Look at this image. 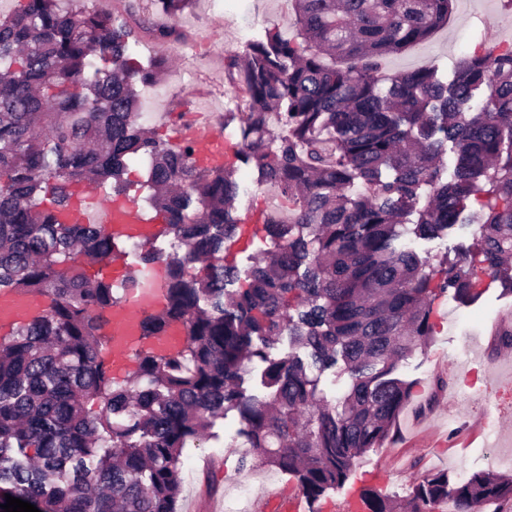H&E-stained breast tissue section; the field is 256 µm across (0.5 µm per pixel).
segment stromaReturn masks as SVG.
Returning a JSON list of instances; mask_svg holds the SVG:
<instances>
[{
    "label": "stroma",
    "instance_id": "1",
    "mask_svg": "<svg viewBox=\"0 0 512 512\" xmlns=\"http://www.w3.org/2000/svg\"><path fill=\"white\" fill-rule=\"evenodd\" d=\"M137 15L157 26H173L181 40L162 43L139 31L131 57L147 63L163 57L169 64L160 81L139 89L141 109H152L148 132L175 145L179 117L187 107L214 112L232 135V162L241 192L237 216L262 209L261 186L252 164L240 154L244 97L226 77L232 58L263 39L268 28L295 35L292 0H192L171 15L157 0H138ZM512 46V0H454L448 24L424 43L386 57L381 75L422 67L452 77L459 61L491 46ZM482 294L473 304L442 295L433 302L429 343L400 363L398 374L411 385V397L398 415L392 437L383 448L366 453L354 468L347 487L327 492L313 503L312 512H327L348 487H372L389 495L407 496L424 475L444 470L453 482L476 472L512 474V458L489 459L493 438L512 441V346L500 343L498 331L512 327V294L481 277ZM472 335L474 345L461 355V338ZM496 394V408L482 417L483 402L472 386ZM236 412L217 420L210 436L184 449L180 459L181 492L177 512H224V496L232 483L249 486L242 512H253L260 501L284 491H298L296 478L266 466L243 467L248 448Z\"/></svg>",
    "mask_w": 512,
    "mask_h": 512
}]
</instances>
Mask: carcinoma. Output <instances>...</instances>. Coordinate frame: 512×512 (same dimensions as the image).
<instances>
[{
    "label": "carcinoma",
    "instance_id": "cac0c4a2",
    "mask_svg": "<svg viewBox=\"0 0 512 512\" xmlns=\"http://www.w3.org/2000/svg\"><path fill=\"white\" fill-rule=\"evenodd\" d=\"M293 4L297 37L273 27L228 68L245 98V158L293 214L266 219L276 250L244 271L224 264L240 223L234 171L199 167L194 146L169 147L139 123L137 86L154 83L166 59L132 63L134 32L96 0H24L0 18V291L50 301L0 336V512L8 495L40 512H177L184 448L230 411L250 463L293 474L316 500L389 440L410 398L394 372L430 340L435 298L477 300L480 271L512 294V48L463 58L450 80L433 68L383 77V58L448 24L452 0ZM140 155L151 162L149 202L167 218V254L154 238L122 242L103 224L63 222L73 185L109 181L110 196H123ZM357 180L365 192L355 196ZM476 195L481 210L466 218ZM457 224L476 225V248L436 265L401 243ZM115 253L165 264L166 304L143 318V336L185 332L174 353L135 350L138 370L121 384L105 326L142 283L118 289L83 270ZM285 338L288 353L271 356ZM254 360L265 363L266 398L248 392ZM337 367L351 386L332 405L319 382ZM362 496L369 512H437L448 501L478 512L511 507L512 478L452 484L442 471L402 499Z\"/></svg>",
    "mask_w": 512,
    "mask_h": 512
}]
</instances>
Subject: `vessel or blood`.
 <instances>
[{
  "instance_id": "1",
  "label": "vessel or blood",
  "mask_w": 512,
  "mask_h": 512,
  "mask_svg": "<svg viewBox=\"0 0 512 512\" xmlns=\"http://www.w3.org/2000/svg\"><path fill=\"white\" fill-rule=\"evenodd\" d=\"M178 137L198 147L209 162L222 161L224 137L216 128L205 125L194 126L179 131ZM68 219L73 224H103L113 235L129 238L153 235L159 225L158 219L146 216L127 199L106 198L86 192L71 205ZM112 270L121 277L132 276L145 284L143 291L131 295L112 309L108 331L112 336V366L118 369L121 368L127 354L136 346L133 336L142 317L159 307L158 288L162 276L157 270L129 264L113 265ZM40 308L41 303L36 297L9 291L0 292V324L2 325L25 319Z\"/></svg>"
}]
</instances>
